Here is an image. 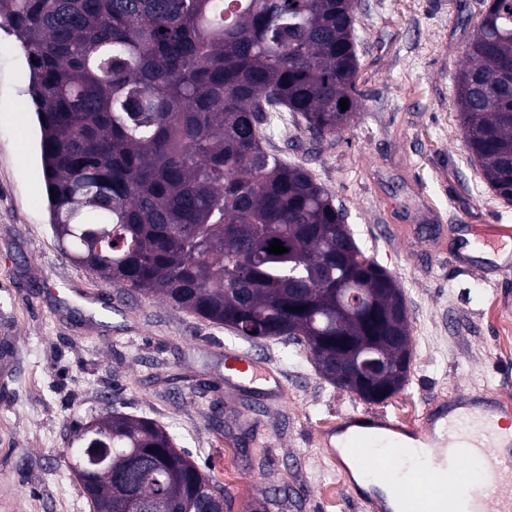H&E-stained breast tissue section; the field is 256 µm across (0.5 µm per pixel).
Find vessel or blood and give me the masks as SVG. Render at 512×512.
<instances>
[{"instance_id": "vessel-or-blood-1", "label": "vessel or blood", "mask_w": 512, "mask_h": 512, "mask_svg": "<svg viewBox=\"0 0 512 512\" xmlns=\"http://www.w3.org/2000/svg\"><path fill=\"white\" fill-rule=\"evenodd\" d=\"M239 384L262 377L276 380L266 361L253 353H235L227 365ZM505 409L487 390H478L427 408L420 428L402 431L383 419L370 423L349 416L320 435L324 456L341 467L343 454L372 460L374 450H393L384 471L411 505L409 512H442L461 502V512H512V432L501 430Z\"/></svg>"}]
</instances>
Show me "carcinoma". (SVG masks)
I'll use <instances>...</instances> for the list:
<instances>
[{"label": "carcinoma", "mask_w": 512, "mask_h": 512, "mask_svg": "<svg viewBox=\"0 0 512 512\" xmlns=\"http://www.w3.org/2000/svg\"><path fill=\"white\" fill-rule=\"evenodd\" d=\"M355 0H0L31 72L50 223L74 261L237 336L285 338L353 389L338 333L409 335L398 282L358 247L330 192L266 150L277 112L318 146L359 109ZM347 100L341 110L340 100ZM471 160L512 203V0H490L456 94ZM278 239L284 254L267 252ZM361 290L371 314L341 317ZM77 477L92 512H224V489L159 424L91 416Z\"/></svg>", "instance_id": "obj_1"}]
</instances>
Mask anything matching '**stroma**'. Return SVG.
<instances>
[{"mask_svg": "<svg viewBox=\"0 0 512 512\" xmlns=\"http://www.w3.org/2000/svg\"><path fill=\"white\" fill-rule=\"evenodd\" d=\"M483 0H359L360 108L349 130L309 151L290 113L265 147L301 162L347 213L358 246L405 295L411 365L404 387L367 402L324 380L284 339L249 342L165 300L120 294L74 263L54 233L37 150L30 71L0 30V512H90L67 462L91 415L118 411L164 426L224 488V512H360L317 438L344 416L420 424L427 398L488 389L512 397V270L473 250L462 225L512 226L507 204L470 163L454 96ZM407 225L411 236L384 234ZM249 350L284 388L226 378Z\"/></svg>", "mask_w": 512, "mask_h": 512, "instance_id": "1", "label": "stroma"}]
</instances>
